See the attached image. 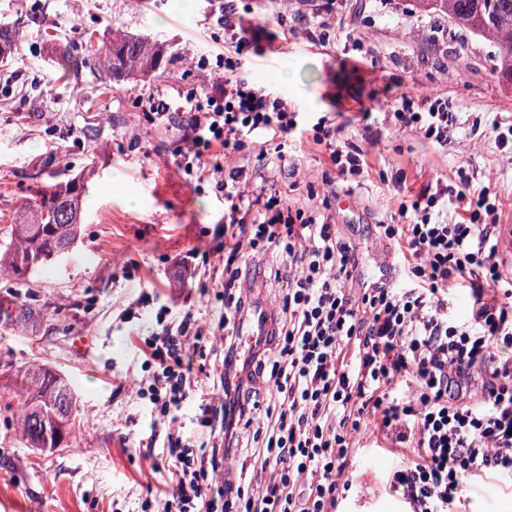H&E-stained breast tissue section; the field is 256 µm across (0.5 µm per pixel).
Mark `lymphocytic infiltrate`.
<instances>
[{
  "mask_svg": "<svg viewBox=\"0 0 512 512\" xmlns=\"http://www.w3.org/2000/svg\"><path fill=\"white\" fill-rule=\"evenodd\" d=\"M184 109L191 146L181 164L211 165L224 192V395L215 403L199 387L205 331L192 312L174 322L160 308L161 331L147 344L154 371L137 394L175 426L162 453L171 480L161 512H338L369 416L392 447L418 448L388 473L406 512H452L483 474L512 479V277L502 271L496 193L458 169L447 184L402 200L378 232L400 247L404 274L360 288L357 249L332 212L246 192L252 177L243 167L212 160L243 152L257 133L283 151L298 126L287 101L230 73L205 95L187 96ZM390 119L438 143L456 122L431 96L401 99ZM312 140L328 155L324 185L362 175L359 152L337 143L325 121ZM266 253L287 258L288 280L271 328L247 351L238 325L253 310L262 269L247 273L243 264ZM462 280L474 298L465 321L448 312L450 287ZM477 373L482 395L471 401ZM258 381L267 402L257 398ZM191 398L201 426L223 432V446L197 448L184 436L181 409ZM243 425L254 429L251 444L240 442ZM232 448L239 476L223 481Z\"/></svg>",
  "mask_w": 512,
  "mask_h": 512,
  "instance_id": "lymphocytic-infiltrate-1",
  "label": "lymphocytic infiltrate"
}]
</instances>
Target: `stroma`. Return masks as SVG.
Here are the masks:
<instances>
[{
  "label": "stroma",
  "mask_w": 512,
  "mask_h": 512,
  "mask_svg": "<svg viewBox=\"0 0 512 512\" xmlns=\"http://www.w3.org/2000/svg\"><path fill=\"white\" fill-rule=\"evenodd\" d=\"M326 0H0V23L15 26L18 52L0 62V214L36 187L93 170L80 238L59 263L19 280L0 274V367L42 364L65 377L77 398L76 426L57 448H31L17 430L20 398L0 377V512H141L168 472L156 469L168 432L136 393L155 314L192 312L217 326L224 312V194L210 174H187L179 152L190 114L185 97L224 74L226 4L248 29L243 72L257 88L286 96L299 136L280 163L256 142L236 165L261 170L287 201L325 194L323 148L303 138L319 119L359 148L368 168L339 184L352 208L335 209L338 230L355 242L365 275L399 276L394 246L378 237L400 193H416L461 166L500 196V252L512 260V159L471 134L474 118L512 113V88L493 71L492 44L435 36V16L410 0H348L343 29L304 36L308 15ZM298 34L283 40V25ZM122 33L163 44L167 61L151 79L116 82L85 64L87 42ZM77 59L61 70L60 52ZM292 74L282 90L281 73ZM176 109L152 119L150 95ZM447 99L461 126L445 143L395 128L385 114L403 95ZM353 487L344 512H403L384 481L393 456L366 426L358 436ZM456 512H512V483L486 479L464 492Z\"/></svg>",
  "instance_id": "obj_1"
}]
</instances>
